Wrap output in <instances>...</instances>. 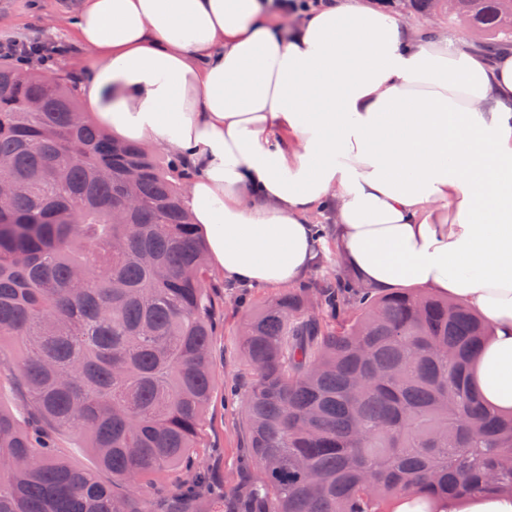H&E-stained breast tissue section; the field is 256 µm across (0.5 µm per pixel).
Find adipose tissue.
Returning a JSON list of instances; mask_svg holds the SVG:
<instances>
[{
    "label": "adipose tissue",
    "mask_w": 512,
    "mask_h": 512,
    "mask_svg": "<svg viewBox=\"0 0 512 512\" xmlns=\"http://www.w3.org/2000/svg\"><path fill=\"white\" fill-rule=\"evenodd\" d=\"M72 35L95 122L194 170L184 201L225 280L290 286L331 249L368 287L460 300L492 330L473 385L512 415V49L371 0H82ZM444 509L512 512V492Z\"/></svg>",
    "instance_id": "obj_1"
}]
</instances>
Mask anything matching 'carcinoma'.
<instances>
[{
	"label": "carcinoma",
	"instance_id": "obj_1",
	"mask_svg": "<svg viewBox=\"0 0 512 512\" xmlns=\"http://www.w3.org/2000/svg\"><path fill=\"white\" fill-rule=\"evenodd\" d=\"M412 3L512 40V0ZM0 171L16 185L0 214V341L21 349L40 424L0 408V512H155L148 482L164 468L185 474L172 512H200L218 301L181 181L94 125L64 80L6 57ZM240 336L255 469L227 512H393L406 494L512 489V417L469 378L489 329L463 303L313 281L255 308ZM57 431L85 437L97 468L63 458Z\"/></svg>",
	"mask_w": 512,
	"mask_h": 512
}]
</instances>
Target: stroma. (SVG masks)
Masks as SVG:
<instances>
[{
	"mask_svg": "<svg viewBox=\"0 0 512 512\" xmlns=\"http://www.w3.org/2000/svg\"><path fill=\"white\" fill-rule=\"evenodd\" d=\"M80 0H0V41H27L66 45L67 53L45 73L61 78L79 75L84 52L72 42L71 21ZM224 296V322L212 339L214 389L201 428L197 457L211 474L214 486L205 503L209 512H222L224 494L251 473L246 457L247 429L240 394L251 381V373L238 348V328L247 311L278 296L275 288L244 287L225 282L213 272Z\"/></svg>",
	"mask_w": 512,
	"mask_h": 512,
	"instance_id": "obj_1",
	"label": "stroma"
}]
</instances>
